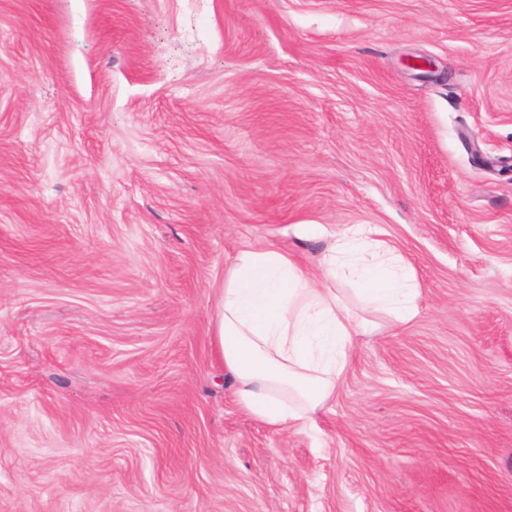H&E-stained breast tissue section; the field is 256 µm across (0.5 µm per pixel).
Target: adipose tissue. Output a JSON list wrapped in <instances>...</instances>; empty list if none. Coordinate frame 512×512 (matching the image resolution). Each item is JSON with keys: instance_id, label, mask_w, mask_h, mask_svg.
<instances>
[{"instance_id": "adipose-tissue-1", "label": "adipose tissue", "mask_w": 512, "mask_h": 512, "mask_svg": "<svg viewBox=\"0 0 512 512\" xmlns=\"http://www.w3.org/2000/svg\"><path fill=\"white\" fill-rule=\"evenodd\" d=\"M354 286L357 316L335 286ZM414 274L390 247L349 228L317 270L277 250L242 252L224 272L215 342L250 416L274 427L309 422L336 388L357 337L419 313Z\"/></svg>"}]
</instances>
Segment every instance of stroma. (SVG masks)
Masks as SVG:
<instances>
[{"mask_svg": "<svg viewBox=\"0 0 512 512\" xmlns=\"http://www.w3.org/2000/svg\"><path fill=\"white\" fill-rule=\"evenodd\" d=\"M354 225L418 316L255 420L225 268ZM0 512H512V0H0Z\"/></svg>", "mask_w": 512, "mask_h": 512, "instance_id": "stroma-1", "label": "stroma"}]
</instances>
